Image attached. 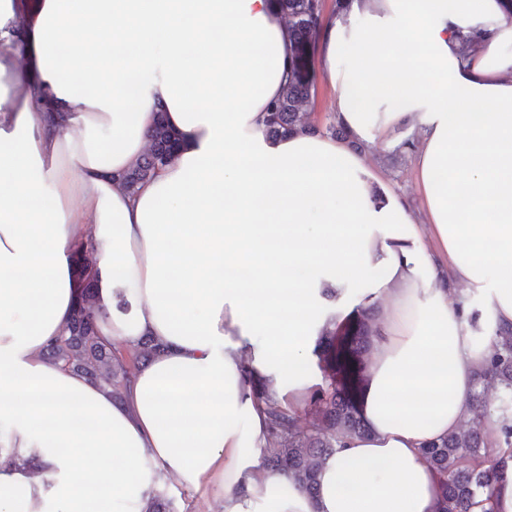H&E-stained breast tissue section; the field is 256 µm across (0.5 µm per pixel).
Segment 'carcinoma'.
I'll use <instances>...</instances> for the list:
<instances>
[{
  "label": "carcinoma",
  "instance_id": "cac0c4a2",
  "mask_svg": "<svg viewBox=\"0 0 512 512\" xmlns=\"http://www.w3.org/2000/svg\"><path fill=\"white\" fill-rule=\"evenodd\" d=\"M288 19L291 45L288 81L272 104L267 133L272 137L302 126L319 75L316 51L323 28V0H271ZM178 137L160 118L150 135L144 156L124 177L125 187L135 188L167 163L176 151ZM84 247L74 253L80 280V298L61 336L47 358L63 361L89 381L112 388L121 395L132 370L160 352V345L147 336L139 349L125 354L100 335L102 316L96 295L94 264L82 257ZM480 314L470 311L467 321L479 333L473 344L486 352L475 381L466 427L423 450L440 481L442 512H473L478 498L487 495L484 512H494L492 485L512 461V330L488 332L479 327ZM373 308L358 306L332 330L317 340V366L322 384L308 399L311 419L301 428L296 413L279 407L269 410L265 444L260 448L263 465L284 473L299 489L315 490L319 472L336 454L343 439L365 433L359 402L368 380L366 358L373 337L378 335ZM495 396L488 397L489 391ZM496 438L487 439L488 430Z\"/></svg>",
  "mask_w": 512,
  "mask_h": 512
}]
</instances>
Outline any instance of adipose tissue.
I'll use <instances>...</instances> for the list:
<instances>
[{
    "label": "adipose tissue",
    "mask_w": 512,
    "mask_h": 512,
    "mask_svg": "<svg viewBox=\"0 0 512 512\" xmlns=\"http://www.w3.org/2000/svg\"><path fill=\"white\" fill-rule=\"evenodd\" d=\"M78 32L103 42L68 51ZM289 55L269 0H0V512H147L163 473L223 512H441L422 450L463 427L483 359L449 289L512 328V0H347L325 20L336 118L370 148L414 137L423 224L345 142L267 137ZM160 117L178 148L128 190ZM78 242L103 334L162 347L118 398L45 357ZM329 295L381 307L380 335L366 432L310 495L259 449L349 313Z\"/></svg>",
    "instance_id": "ef3b65f1"
}]
</instances>
